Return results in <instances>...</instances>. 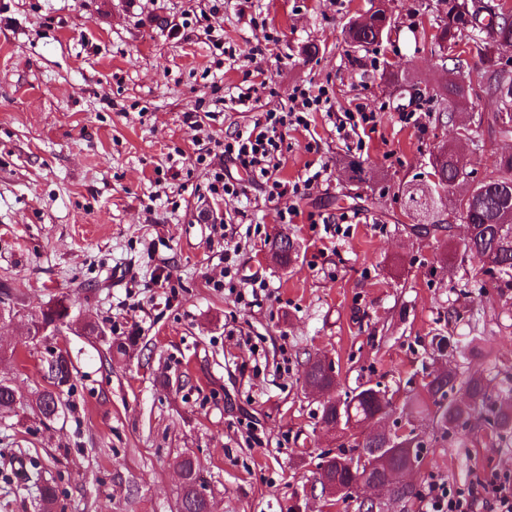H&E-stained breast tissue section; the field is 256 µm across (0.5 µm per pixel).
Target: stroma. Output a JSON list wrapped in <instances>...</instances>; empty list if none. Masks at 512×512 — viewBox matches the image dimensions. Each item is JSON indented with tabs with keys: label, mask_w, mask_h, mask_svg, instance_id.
<instances>
[{
	"label": "stroma",
	"mask_w": 512,
	"mask_h": 512,
	"mask_svg": "<svg viewBox=\"0 0 512 512\" xmlns=\"http://www.w3.org/2000/svg\"><path fill=\"white\" fill-rule=\"evenodd\" d=\"M370 6L0 0V286L22 311L59 299L73 310L70 325L37 338L0 323V381L18 394L0 413V512H37L46 482L58 488L55 512H181L184 455L214 512H359L354 501L331 507L313 477L338 446L317 423L321 398L303 387L316 356L334 362L337 394L361 382L387 392L392 410L373 426L402 425L423 442L407 476L417 490L512 470V438L477 424L441 441L431 416L410 409L427 375L447 369L459 381L452 401L462 381L493 369L501 392L512 389V289L472 279L479 260L460 221L425 236L404 213L400 187L425 180L431 152L455 135L434 96L447 68L425 33L438 0H389L395 29L365 51L345 25ZM270 32L278 42L252 54ZM386 62L422 97L391 93ZM308 84L334 110L285 132L276 175L324 176L272 202L224 158V139ZM358 104L376 123L344 139L336 124ZM473 136L458 145L471 183L504 147L486 127ZM352 160L362 182L349 178ZM221 170L245 196L210 192ZM290 208L291 223L281 217ZM280 229L300 244L287 269L267 254ZM86 322L105 336L86 334ZM437 333L453 339L440 357L429 346ZM129 335L135 346L121 349ZM61 351L73 375L63 412L46 420L31 401Z\"/></svg>",
	"instance_id": "1"
}]
</instances>
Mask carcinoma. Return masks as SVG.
Returning <instances> with one entry per match:
<instances>
[{
	"instance_id": "carcinoma-1",
	"label": "carcinoma",
	"mask_w": 512,
	"mask_h": 512,
	"mask_svg": "<svg viewBox=\"0 0 512 512\" xmlns=\"http://www.w3.org/2000/svg\"><path fill=\"white\" fill-rule=\"evenodd\" d=\"M441 9L436 24L435 39L438 46L447 51V60L453 63L448 84L439 94L445 103L442 111H447L446 104H456L473 97L488 96L500 101L498 111L487 119H479L478 123H487L488 131L500 140L512 141V121H505L502 113L512 114V71L499 66L493 57V49L502 43L512 44V16L490 14L482 17L471 14L466 18L465 0H439ZM370 25L360 28H346V36L350 43L366 48L378 42L380 30L386 21L385 11L370 8ZM467 41L469 54L478 57L484 64L483 80L474 84L464 70V60L458 52L460 43ZM488 181L481 186L471 198L462 201L454 198L451 188L461 177V170L455 161V150L449 146L439 148L438 167L435 168L437 181L430 183L427 193L431 198V206L416 213L413 230L418 233L430 234L451 229L444 222L447 212L454 213L461 222L470 224L469 236L465 249L475 255L481 267L479 272L492 273L496 276V288L503 290L512 288V153L495 156L486 170ZM269 250L277 255L279 264L291 265L298 257L297 246L282 238L272 239ZM69 306L65 301L57 300L41 310V316L28 317V331L37 336L40 329L54 322H62L69 318ZM456 374H437L425 384L429 397H416L414 406L419 412L428 411L433 414V421L440 437L446 439L458 429L470 425L474 416L492 405L495 385L490 377H470L463 383L466 400L456 403H445L448 390L455 388ZM305 384L313 388L326 389L332 386L330 376L318 363L313 362L305 373ZM383 390L379 386L362 383L353 389L352 395L339 399L342 409L329 404H322L319 422L330 426L336 423L337 417L344 422L355 418L361 424L375 419L376 415H385L391 410V402L379 397ZM484 425L498 437L512 434V404L508 411H501L493 417L484 419ZM361 443L353 442L348 449H341L336 456L319 464L318 482L324 486L338 482L354 492H359L365 474L370 479L382 484L385 473L378 468L367 470V464L355 463L351 468L348 463L358 454ZM183 478L182 512H206L207 502L200 491L203 483L195 460L184 456L177 462ZM40 502L42 512H55L57 490L47 483L40 486Z\"/></svg>"
}]
</instances>
